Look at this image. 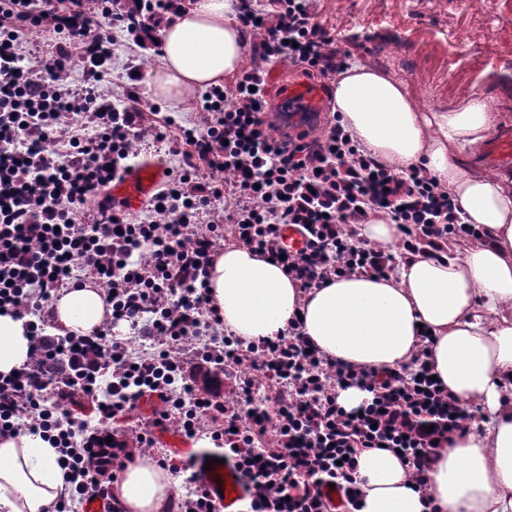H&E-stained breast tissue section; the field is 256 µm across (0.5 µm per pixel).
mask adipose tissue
Wrapping results in <instances>:
<instances>
[{
    "label": "adipose tissue",
    "mask_w": 512,
    "mask_h": 512,
    "mask_svg": "<svg viewBox=\"0 0 512 512\" xmlns=\"http://www.w3.org/2000/svg\"><path fill=\"white\" fill-rule=\"evenodd\" d=\"M161 39L162 54L145 79L154 102H187L198 90L235 81L245 67L247 39L232 0H187ZM333 110L394 172L426 169L480 237L413 255L385 277L348 272L305 293L274 261L231 244L208 272L210 301L227 332L246 342L275 338L300 315L304 335L323 355L362 369L408 364L421 332H429L433 375L460 406H478L488 420L438 449L423 496L393 452L360 450L356 512H512V177L468 169L461 159L488 137L496 117L476 92L425 111L406 80L363 63L337 73ZM357 236L398 251L400 233L386 213H371ZM52 310L64 336L90 335L112 316L105 287L91 280L61 291ZM31 340L26 319L0 313V374L23 368ZM59 458L40 435L0 436V512H56L69 488ZM114 487L126 512H164L177 483L143 457Z\"/></svg>",
    "instance_id": "ef3b65f1"
}]
</instances>
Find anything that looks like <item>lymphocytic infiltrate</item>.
Segmentation results:
<instances>
[{"mask_svg": "<svg viewBox=\"0 0 512 512\" xmlns=\"http://www.w3.org/2000/svg\"><path fill=\"white\" fill-rule=\"evenodd\" d=\"M239 0L238 19L255 37L249 68L234 87L197 102L192 127L145 123L144 73L120 93L104 83L116 46L150 40L184 0H0V310L27 317L33 350L17 372L0 374V436L26 429L53 437L77 473L75 504L111 497L139 448L176 427L209 435L247 483L243 512H353L360 449L400 453L425 488L438 447L475 418L433 380L422 333L411 368L356 370L322 357L300 317L283 334L244 342L225 335L205 279L225 233L268 258L308 291L349 271L383 276L395 257L357 239L353 225L387 212L401 258L442 251L474 235L458 203L419 169L395 173L340 124L319 137L279 135L265 117L266 65L301 62L328 76L346 62L315 20L313 0ZM45 55L25 51L30 32ZM81 70L83 84L66 80ZM180 156L144 213L115 210L108 189L144 139ZM285 224L306 238L289 251ZM92 279L104 284L113 323L88 336L50 331L51 302ZM251 369L270 381L273 420H252ZM369 393L359 409L342 389Z\"/></svg>", "mask_w": 512, "mask_h": 512, "instance_id": "1", "label": "lymphocytic infiltrate"}]
</instances>
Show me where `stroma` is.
<instances>
[{"label":"stroma","mask_w":512,"mask_h":512,"mask_svg":"<svg viewBox=\"0 0 512 512\" xmlns=\"http://www.w3.org/2000/svg\"><path fill=\"white\" fill-rule=\"evenodd\" d=\"M314 12L350 60L409 80L427 109L475 91L512 122V0H316Z\"/></svg>","instance_id":"1"}]
</instances>
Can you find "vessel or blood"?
Masks as SVG:
<instances>
[{"label": "vessel or blood", "instance_id": "vessel-or-blood-1", "mask_svg": "<svg viewBox=\"0 0 512 512\" xmlns=\"http://www.w3.org/2000/svg\"><path fill=\"white\" fill-rule=\"evenodd\" d=\"M266 81L274 91L267 99L268 120L281 133L296 135L313 132L315 119L323 110L325 87L322 81L283 71L270 72ZM485 160L498 168L512 170V134H500L491 139L484 151ZM164 179V167L158 159L144 155L136 160L109 189L112 202L122 212L139 209L156 193ZM203 466V476L216 501L218 512H229L236 500L246 494L243 482L231 463L215 464L210 454L195 456Z\"/></svg>", "mask_w": 512, "mask_h": 512}]
</instances>
